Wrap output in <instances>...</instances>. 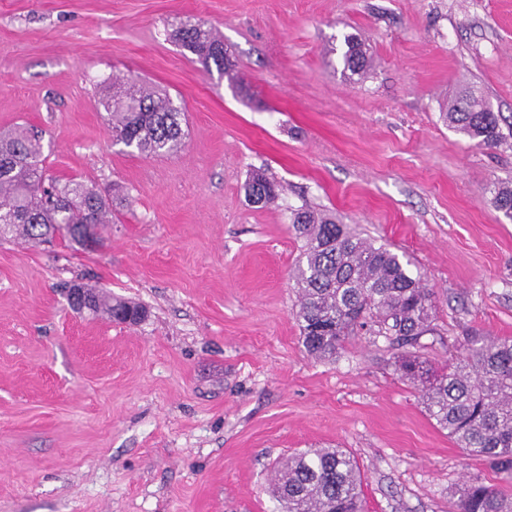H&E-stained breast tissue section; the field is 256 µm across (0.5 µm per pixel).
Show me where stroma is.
<instances>
[{"mask_svg": "<svg viewBox=\"0 0 512 512\" xmlns=\"http://www.w3.org/2000/svg\"><path fill=\"white\" fill-rule=\"evenodd\" d=\"M187 20L229 72L173 40ZM349 34L362 80L342 76ZM130 77L182 109L177 152L113 141L98 100ZM465 83L499 146L444 122ZM21 127L50 175L109 191L113 222L95 251L0 240V512H277L275 462L330 447L364 512H460L475 478L512 495L430 419L402 348L308 355L290 226L308 206L406 254L436 299L412 350L435 372L512 338V221L488 192L512 183V0H0V133ZM254 170L275 203L248 200ZM72 282L146 315L76 314ZM344 44L346 47L342 54L344 73L349 71V79L355 75L364 77L370 70L371 63L361 40L354 35H347L344 38Z\"/></svg>", "mask_w": 512, "mask_h": 512, "instance_id": "stroma-1", "label": "stroma"}]
</instances>
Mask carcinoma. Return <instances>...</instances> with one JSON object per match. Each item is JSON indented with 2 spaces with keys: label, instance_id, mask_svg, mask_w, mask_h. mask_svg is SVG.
Masks as SVG:
<instances>
[{
  "label": "carcinoma",
  "instance_id": "1",
  "mask_svg": "<svg viewBox=\"0 0 512 512\" xmlns=\"http://www.w3.org/2000/svg\"><path fill=\"white\" fill-rule=\"evenodd\" d=\"M204 69L219 73L231 65L224 42L190 20L173 34ZM348 78L364 77L370 59L356 36L344 37ZM112 124V136L141 154L165 156L182 144L180 109L166 94L133 78L112 84L98 101ZM448 126L477 144L503 140L498 118L476 88L464 85L443 113ZM254 204H269L279 186L263 172L245 185ZM491 203L512 220V185L490 190ZM112 223V198L75 179L64 183L47 174L39 140L25 132L0 137V237L44 241L54 228L80 245L88 226ZM291 224L304 240L297 267L302 344L317 360L336 354L355 329L370 324L401 346L414 345L430 331L434 293L412 276L409 261L384 244L363 237L336 218L309 208L292 212ZM100 312L119 323L136 324L145 310L96 292ZM404 380L422 385V399L436 425L464 452L512 477V340L472 338L448 371L434 374L419 357L398 360ZM280 512H362L356 462L341 448L310 449L279 463L272 478ZM460 512H512V497L480 480L459 490Z\"/></svg>",
  "mask_w": 512,
  "mask_h": 512
}]
</instances>
